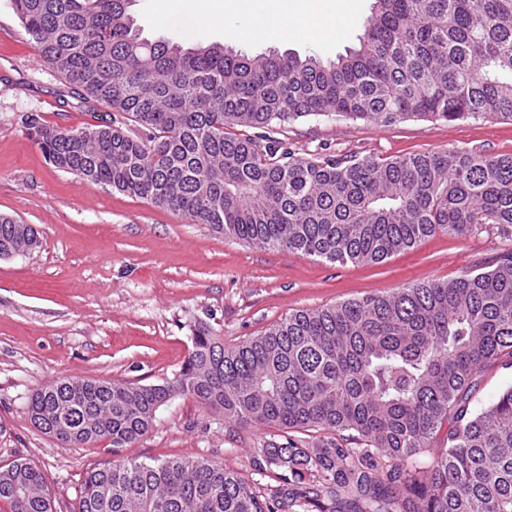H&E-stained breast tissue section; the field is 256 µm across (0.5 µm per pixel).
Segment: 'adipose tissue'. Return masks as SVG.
I'll return each mask as SVG.
<instances>
[{
  "instance_id": "adipose-tissue-1",
  "label": "adipose tissue",
  "mask_w": 512,
  "mask_h": 512,
  "mask_svg": "<svg viewBox=\"0 0 512 512\" xmlns=\"http://www.w3.org/2000/svg\"><path fill=\"white\" fill-rule=\"evenodd\" d=\"M246 16L241 29L243 38L261 34L271 42H285L304 32L316 34L326 27L324 19L306 9L292 10L288 0H223V8L212 11L201 8L198 19L202 25L214 26L227 16Z\"/></svg>"
}]
</instances>
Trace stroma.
I'll return each mask as SVG.
<instances>
[{
  "instance_id": "stroma-1",
  "label": "stroma",
  "mask_w": 512,
  "mask_h": 512,
  "mask_svg": "<svg viewBox=\"0 0 512 512\" xmlns=\"http://www.w3.org/2000/svg\"><path fill=\"white\" fill-rule=\"evenodd\" d=\"M357 2L340 17L337 0H317L318 12L336 21L333 34L278 45L259 36L242 41L236 19L198 27L194 0H175L165 22L158 0H134L130 13L150 40L186 48L218 42L248 56L294 52L330 61L358 44L373 0ZM100 109L36 56L11 0H0V214L34 225L41 241L28 254L0 258V465L34 462L55 512H73L87 471L116 455L147 463L203 457L249 476V456L271 431L228 430L223 416L177 396L159 408L146 435L120 452L106 442L65 448L27 413L30 397L47 382L77 377L156 385L181 368L195 326H210L233 345L293 311L449 281L512 248V239L492 224L462 237L434 234L374 264L246 246L55 168L24 124L37 113L46 124L76 129ZM278 136L299 158L322 147L382 159L445 149L512 154V123L495 120L373 125L312 118L286 124Z\"/></svg>"
}]
</instances>
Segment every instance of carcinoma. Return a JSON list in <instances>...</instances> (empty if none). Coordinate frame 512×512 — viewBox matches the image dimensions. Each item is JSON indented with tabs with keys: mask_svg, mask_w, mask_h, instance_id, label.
Listing matches in <instances>:
<instances>
[{
	"mask_svg": "<svg viewBox=\"0 0 512 512\" xmlns=\"http://www.w3.org/2000/svg\"><path fill=\"white\" fill-rule=\"evenodd\" d=\"M131 0H13L38 56L103 124L30 115L49 162L252 247L379 263L435 233L512 237V154L298 158L270 135L302 118L370 124L512 122V0H375L359 47L296 54L185 49L134 29ZM39 244L0 215V257ZM512 366V248L451 281L298 310L236 345L195 327L173 377L137 386L60 377L31 423L67 448L116 450L190 396L224 425L289 432L254 450L246 481L210 459H116L87 472L74 512H512V387L480 411L473 377ZM442 435V447H431ZM54 512L40 469L0 466V503Z\"/></svg>",
	"mask_w": 512,
	"mask_h": 512,
	"instance_id": "cac0c4a2",
	"label": "carcinoma"
}]
</instances>
